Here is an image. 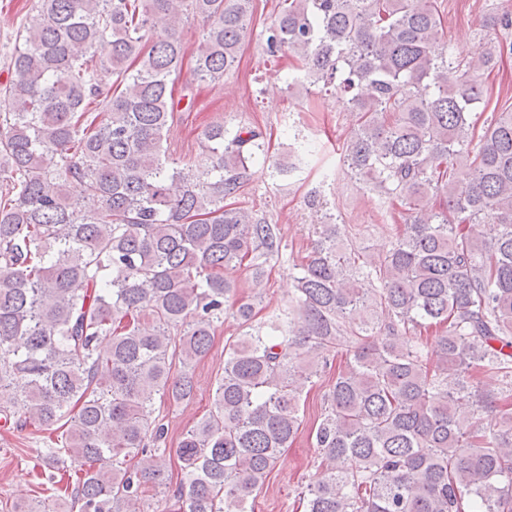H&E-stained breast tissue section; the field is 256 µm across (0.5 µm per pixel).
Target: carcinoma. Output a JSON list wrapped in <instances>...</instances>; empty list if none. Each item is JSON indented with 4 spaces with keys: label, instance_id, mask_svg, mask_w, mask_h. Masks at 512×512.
Wrapping results in <instances>:
<instances>
[{
    "label": "carcinoma",
    "instance_id": "obj_1",
    "mask_svg": "<svg viewBox=\"0 0 512 512\" xmlns=\"http://www.w3.org/2000/svg\"><path fill=\"white\" fill-rule=\"evenodd\" d=\"M251 3L35 0L19 34L0 88V418L41 434L71 489L13 512H164L175 460L179 512H246L333 368L306 512H512V411L484 424L500 399L480 385L512 396V103L482 112L512 11L485 17L469 56L439 44L436 0H283L264 52L300 61L288 90L347 99L342 163L403 223L374 254L325 212L295 298L259 321L235 273L259 285L287 244L236 199L257 156L272 177L292 165L222 118L195 159L164 147L179 30L198 22L193 78L218 85ZM226 317L212 408L166 448L150 407L193 398Z\"/></svg>",
    "mask_w": 512,
    "mask_h": 512
}]
</instances>
